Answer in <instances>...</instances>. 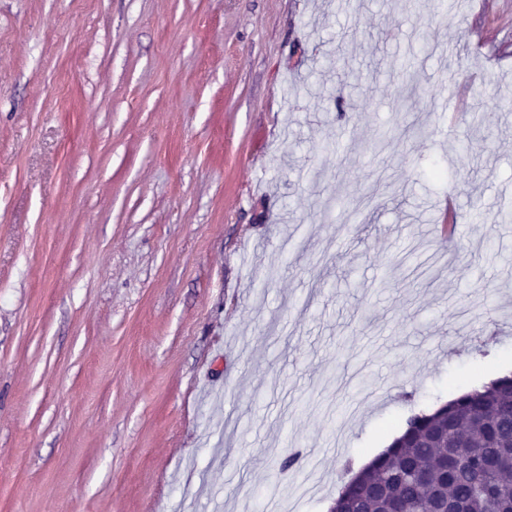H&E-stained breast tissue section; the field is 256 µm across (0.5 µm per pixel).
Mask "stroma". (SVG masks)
<instances>
[{
  "label": "stroma",
  "mask_w": 512,
  "mask_h": 512,
  "mask_svg": "<svg viewBox=\"0 0 512 512\" xmlns=\"http://www.w3.org/2000/svg\"><path fill=\"white\" fill-rule=\"evenodd\" d=\"M511 371L512 0H0V512H329Z\"/></svg>",
  "instance_id": "stroma-1"
}]
</instances>
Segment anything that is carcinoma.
I'll return each mask as SVG.
<instances>
[{"mask_svg": "<svg viewBox=\"0 0 512 512\" xmlns=\"http://www.w3.org/2000/svg\"><path fill=\"white\" fill-rule=\"evenodd\" d=\"M345 482L346 512H512V377L409 416Z\"/></svg>", "mask_w": 512, "mask_h": 512, "instance_id": "cac0c4a2", "label": "carcinoma"}]
</instances>
